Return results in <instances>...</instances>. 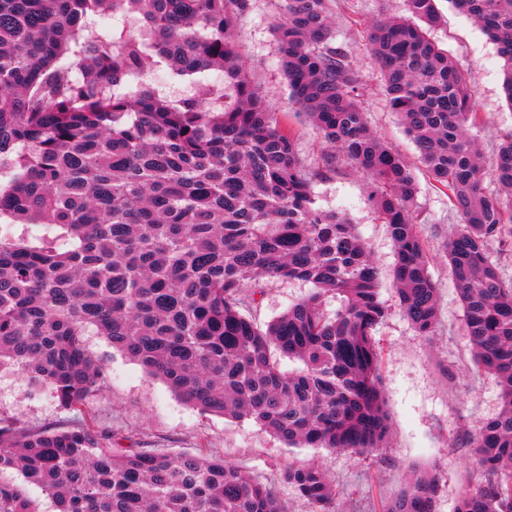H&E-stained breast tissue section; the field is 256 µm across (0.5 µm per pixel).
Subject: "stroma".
I'll list each match as a JSON object with an SVG mask.
<instances>
[{
    "label": "stroma",
    "instance_id": "1",
    "mask_svg": "<svg viewBox=\"0 0 512 512\" xmlns=\"http://www.w3.org/2000/svg\"><path fill=\"white\" fill-rule=\"evenodd\" d=\"M438 8L444 21L432 37L471 79L475 110L481 117L471 135L485 163L493 164L499 139L512 132V106L502 90V61L495 45L470 18L448 0H439ZM332 11L336 42L363 76L364 107L371 127L410 163L416 175L419 189L413 209L439 289L436 328L432 335H420L398 305L392 286L395 246L386 225L368 204L366 178L341 165L328 177L314 179L318 206L340 211L356 225L380 271V298L388 313L375 338L383 351L382 389L391 425L384 448L367 458L348 451L291 448L254 422L202 414L92 330L86 345L111 373L103 391L68 412L58 407L50 393H32L21 375L3 369L0 415L21 418L31 427L85 422L95 430H110L116 448L204 454L224 460L272 484L289 512H318L316 504L299 498L281 478L282 471L297 460L314 462L327 472L336 488L335 512H382L412 467L438 476L437 512H455L460 494L477 487L472 435L481 422L498 413L500 400L494 376L472 363L462 303L444 256L445 242L459 218L445 190L428 177L391 112L367 40L372 20L406 16L405 0H334ZM277 12V0H249L234 35L254 86L294 133L303 162L314 170L322 166L329 148L289 97L272 33ZM310 290L309 283L297 280L269 284L256 298L257 320H272Z\"/></svg>",
    "mask_w": 512,
    "mask_h": 512
}]
</instances>
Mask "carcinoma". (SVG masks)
<instances>
[{
  "label": "carcinoma",
  "mask_w": 512,
  "mask_h": 512,
  "mask_svg": "<svg viewBox=\"0 0 512 512\" xmlns=\"http://www.w3.org/2000/svg\"><path fill=\"white\" fill-rule=\"evenodd\" d=\"M367 30L391 111L460 224L445 244L477 368L500 411L475 430L480 482L455 512H512V280L488 255L512 223V132L484 165L469 127L471 84L429 37L436 0ZM497 46L512 104V0H449ZM248 0H0V369L67 411L106 387L86 347L112 348L206 414L251 420L292 448L368 455L390 432L374 330L387 315L378 269L355 225L316 205L295 135L251 82L233 38ZM129 14L116 33L97 18ZM330 0H280L273 24L291 96L333 150L369 179L368 201L396 247L403 313L433 333L438 290L411 206L418 183L371 129L363 78L334 44ZM210 71L217 83L171 98L144 76ZM40 224L33 237L24 230ZM313 285L261 325L250 288ZM339 301L327 313L328 298ZM299 363L281 369V359ZM288 512L274 489L200 455L112 447L86 423L32 428L0 417V512ZM283 479L332 512L336 489L313 462ZM437 476L411 469L384 512H436Z\"/></svg>",
  "instance_id": "carcinoma-1"
}]
</instances>
